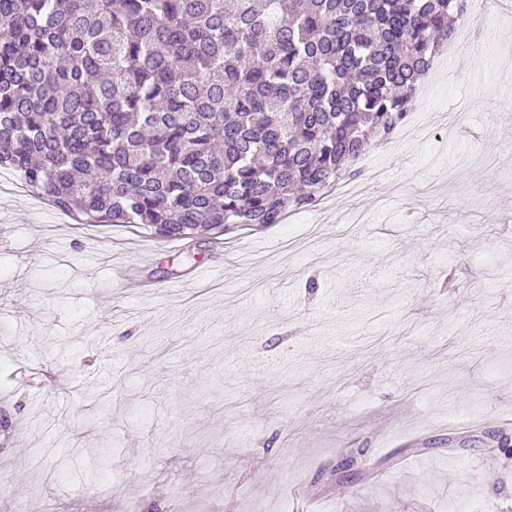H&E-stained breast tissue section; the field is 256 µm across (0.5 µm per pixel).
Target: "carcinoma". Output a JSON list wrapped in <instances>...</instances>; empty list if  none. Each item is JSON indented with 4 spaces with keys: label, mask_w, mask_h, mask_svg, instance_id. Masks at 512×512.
Returning a JSON list of instances; mask_svg holds the SVG:
<instances>
[{
    "label": "carcinoma",
    "mask_w": 512,
    "mask_h": 512,
    "mask_svg": "<svg viewBox=\"0 0 512 512\" xmlns=\"http://www.w3.org/2000/svg\"><path fill=\"white\" fill-rule=\"evenodd\" d=\"M469 0H0V167L81 224H280L412 111Z\"/></svg>",
    "instance_id": "1"
}]
</instances>
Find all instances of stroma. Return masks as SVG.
I'll use <instances>...</instances> for the list:
<instances>
[{
	"mask_svg": "<svg viewBox=\"0 0 512 512\" xmlns=\"http://www.w3.org/2000/svg\"><path fill=\"white\" fill-rule=\"evenodd\" d=\"M509 23L281 224H81L0 168V512H512Z\"/></svg>",
	"mask_w": 512,
	"mask_h": 512,
	"instance_id": "stroma-1",
	"label": "stroma"
}]
</instances>
